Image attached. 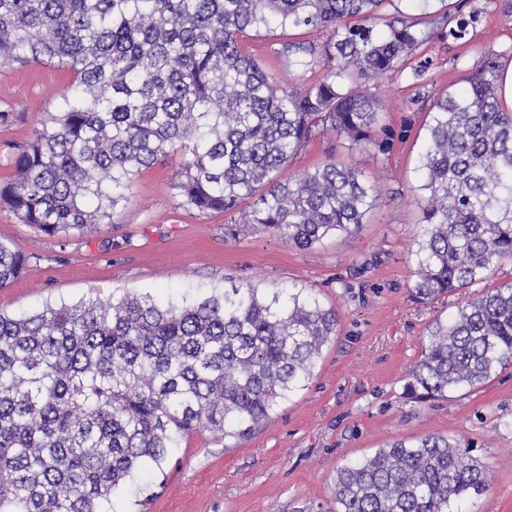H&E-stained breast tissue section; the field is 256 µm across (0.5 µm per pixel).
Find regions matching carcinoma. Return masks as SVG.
Here are the masks:
<instances>
[{"label":"carcinoma","instance_id":"carcinoma-1","mask_svg":"<svg viewBox=\"0 0 512 512\" xmlns=\"http://www.w3.org/2000/svg\"><path fill=\"white\" fill-rule=\"evenodd\" d=\"M413 17L392 0H0V66L40 62L73 74L50 123L13 147L0 208L43 234L111 222L142 169L170 150L180 205L233 213L301 249L356 232L381 195L328 159L282 178L316 139L390 156L419 140L413 187L422 220L411 298L425 303L489 278L512 259V109L490 55L461 89L433 90L431 42L470 43L479 12ZM331 30L282 44L297 75L278 85L240 39ZM411 94L399 124L375 93ZM27 256L0 240V288ZM336 311L301 287L220 294L159 306L116 302L0 311V512H101L145 465L162 468L196 431L243 439L305 386ZM512 363V284L489 288L435 321L404 384L445 399ZM489 489L470 443L428 434L396 440L336 473V512H465Z\"/></svg>","mask_w":512,"mask_h":512}]
</instances>
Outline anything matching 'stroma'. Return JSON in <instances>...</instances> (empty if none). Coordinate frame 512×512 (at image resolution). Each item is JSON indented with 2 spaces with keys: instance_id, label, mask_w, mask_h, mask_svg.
Returning <instances> with one entry per match:
<instances>
[{
  "instance_id": "obj_1",
  "label": "stroma",
  "mask_w": 512,
  "mask_h": 512,
  "mask_svg": "<svg viewBox=\"0 0 512 512\" xmlns=\"http://www.w3.org/2000/svg\"><path fill=\"white\" fill-rule=\"evenodd\" d=\"M482 9L467 45L427 47L438 63L437 88L462 87L484 56L512 64V13ZM282 34L251 36L246 49L279 84L293 82L281 54ZM71 85L61 66L0 67V182L12 173L11 146L47 122ZM360 172L382 194L381 204L352 235L300 249L275 233L231 216L181 207L173 182L180 156L169 153L136 175L127 199L97 231L50 237L0 209V240L27 258L20 277L0 288V310L23 315L45 304L150 293L165 303L222 291L226 282L260 291L314 289L335 309L337 332L324 347L305 389L282 403L249 438L208 431L185 437L163 468L145 467L114 494L107 512H336L333 480L347 462L368 457L396 439L439 434L472 442L491 476L488 493L469 512H512V365L474 390L445 400L414 403L404 384L420 357L426 330L458 306L512 281V260L486 284L419 304L409 283L422 213L410 187L417 148L405 145L383 160L347 144L318 140L302 150L287 175L310 171L327 158Z\"/></svg>"
}]
</instances>
